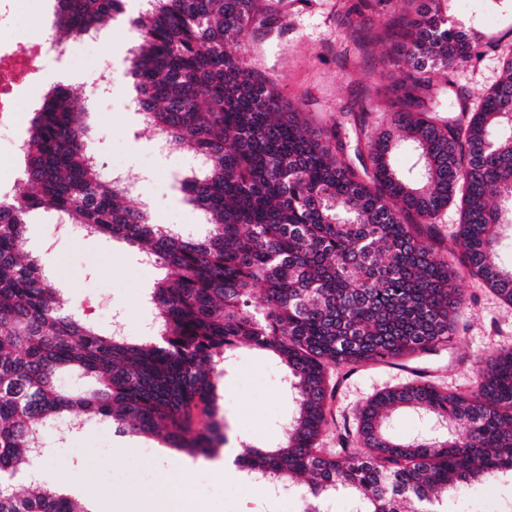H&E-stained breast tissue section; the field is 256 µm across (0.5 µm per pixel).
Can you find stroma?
<instances>
[{"label": "stroma", "mask_w": 512, "mask_h": 512, "mask_svg": "<svg viewBox=\"0 0 512 512\" xmlns=\"http://www.w3.org/2000/svg\"><path fill=\"white\" fill-rule=\"evenodd\" d=\"M352 0H266L269 21L246 38L258 71L275 82L295 109L315 125L341 122L348 147H355L356 131L349 114L366 112L369 132L391 123L399 69L393 63L394 43L385 24H398L411 10L412 0H389L381 21L357 27L349 21ZM448 13L459 26L481 32L490 48L480 61L458 69L454 78L471 97L495 84L501 76V53L512 46V0H448ZM137 35L120 18L114 19L99 47L116 70L129 67V51ZM126 98L115 91L91 110V146L103 166H136L150 173L142 191L129 198L131 206L149 202L153 223L183 226L189 213L171 187L172 173L188 167L182 151L159 154L137 115L124 107ZM24 249H48L52 263L46 271L60 281L81 306L90 307L91 321L109 327L115 314L127 318L130 335L142 336L154 318L146 290L158 276L143 265L136 250L125 243L88 236L65 238L49 218L33 215ZM454 286L465 297L453 340L435 351L388 362L360 366L336 365L331 381L333 421L319 440L321 447L339 446V433L353 428L361 407L376 393L425 381L452 392L475 388L476 361L512 349V304L496 296L482 281L460 272ZM229 441L247 433L252 446L272 447L280 440L279 424L291 408L285 367L269 352L240 346L219 388ZM43 438L52 453L38 467L36 478L83 500L84 485L105 499L129 497L137 489L173 477L182 486L186 504L202 503L210 512H298L297 495L257 494L224 471L223 455L192 458L161 439L135 433L117 434L105 424L89 422L85 431L58 437L46 426ZM502 490L493 484L463 487L448 500V512H497Z\"/></svg>", "instance_id": "1"}]
</instances>
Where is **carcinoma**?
Returning <instances> with one entry per match:
<instances>
[{
    "instance_id": "obj_1",
    "label": "carcinoma",
    "mask_w": 512,
    "mask_h": 512,
    "mask_svg": "<svg viewBox=\"0 0 512 512\" xmlns=\"http://www.w3.org/2000/svg\"><path fill=\"white\" fill-rule=\"evenodd\" d=\"M119 15L138 34L129 71L143 124L200 162L174 178L199 238L128 205L87 143L85 110L58 83L33 109L24 182L0 201V512H88L28 474L46 424L109 422L196 457L224 442L218 388L242 344L281 360L293 407L273 450L238 456L253 478L301 489L302 512L338 494L350 512H438L462 486L512 495V350L476 366V389L416 381L374 395L341 447H319L332 418L330 367L417 356L453 339L462 266L512 303L496 229L512 230V54L471 106L448 78L483 55L448 22L447 0H421L395 32L401 67L391 128L346 150L341 124L315 130L241 50L266 22L262 0H54L59 38ZM411 158L399 167L394 156ZM455 249L435 240L448 205ZM43 211L87 236L122 240L161 270L148 291L153 337L91 323L36 257L22 253ZM75 379L70 390L62 377ZM414 409L448 428L400 441L389 412Z\"/></svg>"
}]
</instances>
